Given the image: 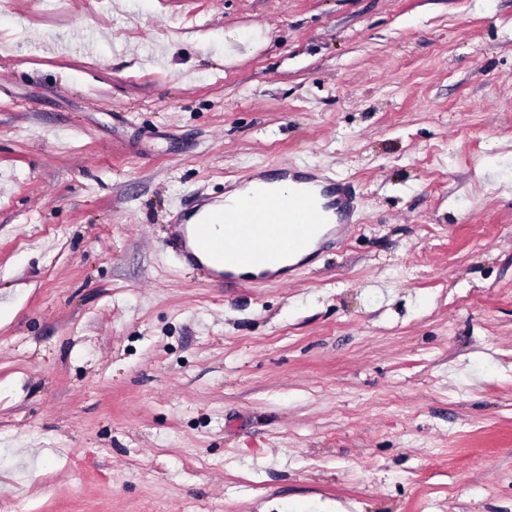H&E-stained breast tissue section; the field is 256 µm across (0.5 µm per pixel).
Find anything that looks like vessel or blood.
<instances>
[{
	"label": "vessel or blood",
	"mask_w": 512,
	"mask_h": 512,
	"mask_svg": "<svg viewBox=\"0 0 512 512\" xmlns=\"http://www.w3.org/2000/svg\"><path fill=\"white\" fill-rule=\"evenodd\" d=\"M255 201L217 208L198 199L172 220L166 241L182 265L210 281L285 282V253H303L348 223L354 200L342 182L311 169L258 174Z\"/></svg>",
	"instance_id": "1"
}]
</instances>
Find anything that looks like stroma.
<instances>
[{"instance_id": "35a3bbf8", "label": "stroma", "mask_w": 512, "mask_h": 512, "mask_svg": "<svg viewBox=\"0 0 512 512\" xmlns=\"http://www.w3.org/2000/svg\"><path fill=\"white\" fill-rule=\"evenodd\" d=\"M285 165L288 283L166 249ZM0 512H512V0H0ZM254 181L252 204L224 208L246 198L253 183L229 192L222 209L201 198L173 218L166 245L185 268L218 284L288 283L280 268L285 253H305L330 240L354 208L341 181L315 170L281 167L248 175L239 185ZM217 224L224 225L223 236L213 234Z\"/></svg>"}]
</instances>
